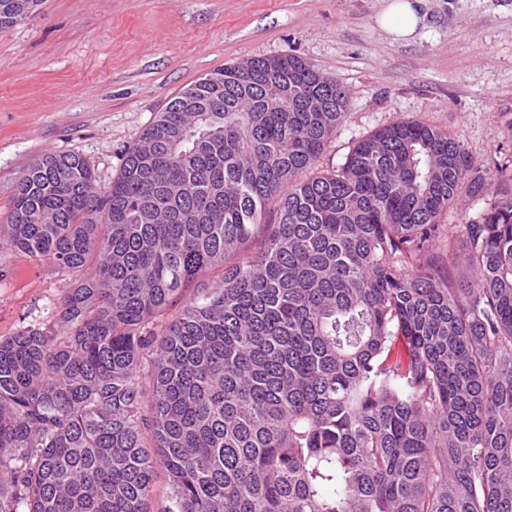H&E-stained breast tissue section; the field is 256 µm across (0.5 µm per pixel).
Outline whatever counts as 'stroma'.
<instances>
[{"mask_svg": "<svg viewBox=\"0 0 512 512\" xmlns=\"http://www.w3.org/2000/svg\"><path fill=\"white\" fill-rule=\"evenodd\" d=\"M383 0H40L0 28V336L61 329L72 279L3 245L13 190L43 154L76 153L100 186L157 112L200 78L295 55L349 92L316 163L341 165L394 120L449 130L512 191V0H427L413 40L377 25Z\"/></svg>", "mask_w": 512, "mask_h": 512, "instance_id": "obj_1", "label": "stroma"}]
</instances>
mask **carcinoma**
Masks as SVG:
<instances>
[{
	"label": "carcinoma",
	"mask_w": 512,
	"mask_h": 512,
	"mask_svg": "<svg viewBox=\"0 0 512 512\" xmlns=\"http://www.w3.org/2000/svg\"><path fill=\"white\" fill-rule=\"evenodd\" d=\"M217 74L110 185L50 153L14 189L8 244L80 283L61 331L0 337V512H148L158 465L167 512H512V192L457 230L453 288L441 217L498 176L451 133L394 121L317 172L336 79L294 55ZM272 200L261 253L224 266ZM224 267L208 269L203 272L198 278L191 283L187 288L183 289L180 296H178L167 307L164 315L159 318V321L167 322L178 317L185 306L191 302H202L203 298L207 295L206 287L219 282L223 276Z\"/></svg>",
	"instance_id": "obj_1"
}]
</instances>
